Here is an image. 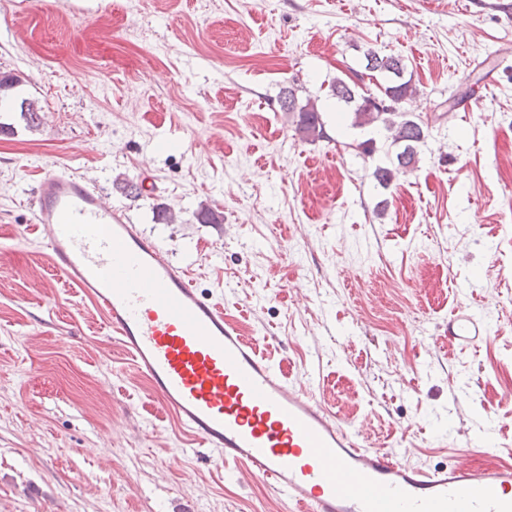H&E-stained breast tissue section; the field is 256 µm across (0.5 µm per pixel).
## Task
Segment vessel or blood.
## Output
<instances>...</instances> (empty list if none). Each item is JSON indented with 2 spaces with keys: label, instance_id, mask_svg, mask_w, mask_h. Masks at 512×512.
<instances>
[{
  "label": "vessel or blood",
  "instance_id": "vessel-or-blood-1",
  "mask_svg": "<svg viewBox=\"0 0 512 512\" xmlns=\"http://www.w3.org/2000/svg\"><path fill=\"white\" fill-rule=\"evenodd\" d=\"M31 204L48 266L102 314L161 409L213 460L242 465L297 512H512V463L426 467L364 447L86 180L48 171ZM481 331L468 309L448 320L453 339Z\"/></svg>",
  "mask_w": 512,
  "mask_h": 512
}]
</instances>
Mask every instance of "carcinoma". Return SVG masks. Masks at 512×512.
Wrapping results in <instances>:
<instances>
[{"label":"carcinoma","instance_id":"1","mask_svg":"<svg viewBox=\"0 0 512 512\" xmlns=\"http://www.w3.org/2000/svg\"><path fill=\"white\" fill-rule=\"evenodd\" d=\"M365 69L378 73L385 79L381 85L380 95L388 100L386 109H379L373 100L376 95L369 91L358 93L344 80L336 79L331 83V91L336 98L346 104H354V126L380 127L390 134L391 145L405 143L403 151L396 154L397 164L408 167L415 161L416 146L424 142L426 131L409 113L402 110L401 104L416 93L411 82L403 79L405 64L400 56L382 55L376 50H369L365 56ZM21 116L31 128L40 125L41 118L38 102L23 97L19 103ZM284 112L297 113L296 129L306 138H321L324 135L323 122L314 100L309 99L302 106L296 105L292 92H287L281 99Z\"/></svg>","mask_w":512,"mask_h":512}]
</instances>
